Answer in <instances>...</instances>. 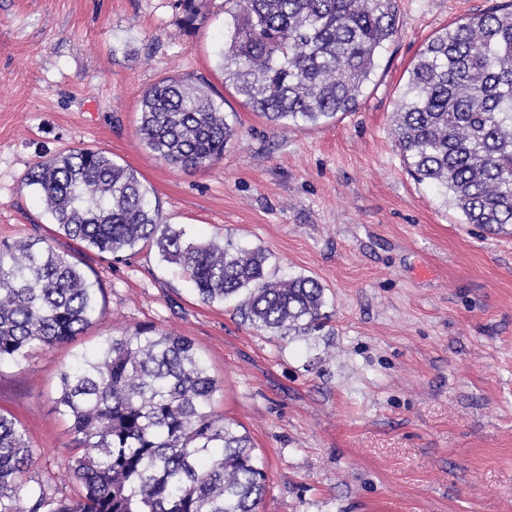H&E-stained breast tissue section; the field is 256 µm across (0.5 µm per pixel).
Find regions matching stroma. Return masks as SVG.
Instances as JSON below:
<instances>
[{"mask_svg":"<svg viewBox=\"0 0 512 512\" xmlns=\"http://www.w3.org/2000/svg\"><path fill=\"white\" fill-rule=\"evenodd\" d=\"M497 0H397L399 33L354 111L272 126L225 80V0H0V241L47 236L100 287L92 324L0 366V412L26 430L28 484L77 497L60 374L138 326L184 336L222 382L216 414L241 425L266 471L258 512H512V226L464 223L407 172L391 115L416 54ZM206 86L237 134L188 171L141 140V95ZM99 149L134 169L162 223L197 241L266 250L278 274L316 278L330 320L308 336L201 302L156 249L114 262L56 233L26 187L38 163Z\"/></svg>","mask_w":512,"mask_h":512,"instance_id":"1","label":"stroma"}]
</instances>
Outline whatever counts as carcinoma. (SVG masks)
Here are the masks:
<instances>
[{
  "instance_id": "carcinoma-1",
  "label": "carcinoma",
  "mask_w": 512,
  "mask_h": 512,
  "mask_svg": "<svg viewBox=\"0 0 512 512\" xmlns=\"http://www.w3.org/2000/svg\"><path fill=\"white\" fill-rule=\"evenodd\" d=\"M220 65L271 125L329 122L358 104L382 50L398 32L397 0H235ZM181 22L203 20L178 0ZM141 139L164 161L205 169L236 134L207 89L171 78L141 96ZM410 173L437 188L466 224L512 226V0L432 37L393 112ZM57 230L119 259L157 248L204 303L244 295L262 331L309 334L326 318L324 288L282 278L260 248L195 242L159 220L137 174L106 152L75 149L28 173ZM98 292L78 263L45 238L0 241V365L81 333ZM221 384L191 340L152 327L105 337L60 374L55 411L71 424L76 498L22 481L33 463L25 430L0 413V512H257L267 474L247 433L212 409Z\"/></svg>"
}]
</instances>
